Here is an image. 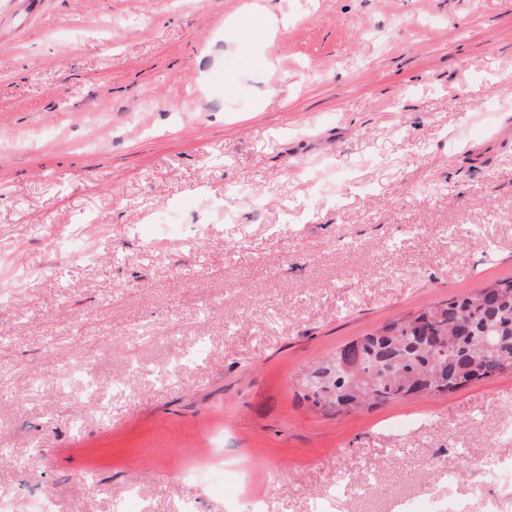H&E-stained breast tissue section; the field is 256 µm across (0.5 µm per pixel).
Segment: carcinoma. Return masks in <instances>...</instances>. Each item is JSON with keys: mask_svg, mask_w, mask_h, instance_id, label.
I'll use <instances>...</instances> for the list:
<instances>
[{"mask_svg": "<svg viewBox=\"0 0 512 512\" xmlns=\"http://www.w3.org/2000/svg\"><path fill=\"white\" fill-rule=\"evenodd\" d=\"M347 369L336 370L338 362ZM512 372V277L386 323L305 376L324 409L358 410L417 394L451 393Z\"/></svg>", "mask_w": 512, "mask_h": 512, "instance_id": "obj_1", "label": "carcinoma"}]
</instances>
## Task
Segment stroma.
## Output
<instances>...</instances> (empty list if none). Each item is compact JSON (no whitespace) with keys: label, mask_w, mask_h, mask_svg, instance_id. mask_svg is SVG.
<instances>
[{"label":"stroma","mask_w":512,"mask_h":512,"mask_svg":"<svg viewBox=\"0 0 512 512\" xmlns=\"http://www.w3.org/2000/svg\"><path fill=\"white\" fill-rule=\"evenodd\" d=\"M247 2L0 0V506L512 512V373L302 386L512 277V0Z\"/></svg>","instance_id":"1"}]
</instances>
